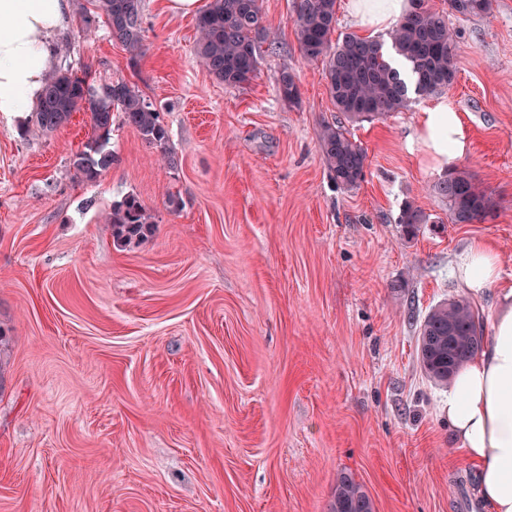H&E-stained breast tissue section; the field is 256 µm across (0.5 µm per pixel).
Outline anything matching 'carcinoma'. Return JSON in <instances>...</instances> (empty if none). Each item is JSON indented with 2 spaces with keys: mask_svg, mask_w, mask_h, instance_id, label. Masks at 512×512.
Returning a JSON list of instances; mask_svg holds the SVG:
<instances>
[{
  "mask_svg": "<svg viewBox=\"0 0 512 512\" xmlns=\"http://www.w3.org/2000/svg\"><path fill=\"white\" fill-rule=\"evenodd\" d=\"M94 14H84L85 27L105 19L110 36L130 55L144 49L143 0H91ZM449 9L462 16L486 14L491 0H448ZM294 31L303 58L326 62L328 88L339 112L350 120L383 118L408 103L409 85L418 95H429L453 84L457 74L459 47L448 27V19L432 10L428 0H411V9L387 34L394 52L406 69L400 70L384 56L385 42L347 33L331 42L336 26V0H294ZM198 40L195 55L202 66L226 86H240L256 75L264 43L274 36L260 0H211L196 18ZM279 96L290 102L299 98L297 83L288 71L275 79ZM88 115L91 135L70 158V169L80 181L93 184L112 167L109 148L112 117L118 112L123 123L136 129L154 146L161 160L174 162L169 133L159 112L122 80L97 76L89 69L81 73L55 71L41 93L35 123L46 134L67 124L73 113ZM323 161L336 183L352 189L364 181V150L335 123H325L319 133ZM431 192L448 204L453 224H473L491 215L496 202L465 170L448 173L436 181ZM114 245L125 248L148 237L154 223L134 195L112 204L106 217ZM399 223L412 234L428 223L427 215L411 203L400 214ZM419 359L424 372L446 385L472 360L482 347L479 314L465 299H453L428 312L419 329ZM330 512H374L371 497L349 472L336 478Z\"/></svg>",
  "mask_w": 512,
  "mask_h": 512,
  "instance_id": "obj_1",
  "label": "carcinoma"
}]
</instances>
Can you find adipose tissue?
I'll return each mask as SVG.
<instances>
[{"label":"adipose tissue","instance_id":"1","mask_svg":"<svg viewBox=\"0 0 512 512\" xmlns=\"http://www.w3.org/2000/svg\"><path fill=\"white\" fill-rule=\"evenodd\" d=\"M411 8L410 0H347L356 24L377 34ZM70 0H0V118L25 125L56 52L51 42L70 16ZM418 141L436 168L452 169L468 150L461 118L439 103L423 112ZM467 288L498 286L489 349L466 364L448 387V424L477 469L485 512H512V284L497 253L475 242L461 258Z\"/></svg>","mask_w":512,"mask_h":512}]
</instances>
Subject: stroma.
<instances>
[{
	"label": "stroma",
	"mask_w": 512,
	"mask_h": 512,
	"mask_svg": "<svg viewBox=\"0 0 512 512\" xmlns=\"http://www.w3.org/2000/svg\"><path fill=\"white\" fill-rule=\"evenodd\" d=\"M429 5L457 34L456 79L349 124L366 176L346 189L318 142L343 115L299 51L293 0H262L277 42L239 87L196 59L195 16L144 0L133 62L104 21L79 36L90 4L72 0L60 69L134 87L175 161L117 115L116 160L87 184L69 167L87 115L49 135L0 119V512H328L343 471L376 512H483L418 330L465 296L491 338L496 289L469 294L456 273L472 242L512 281V0ZM284 69L297 101L276 91ZM443 100L469 141L459 168L497 203L474 224L427 190L442 173L415 137ZM129 195L155 232L119 248L103 217ZM408 202L429 217L410 235Z\"/></svg>",
	"instance_id": "obj_1"
}]
</instances>
